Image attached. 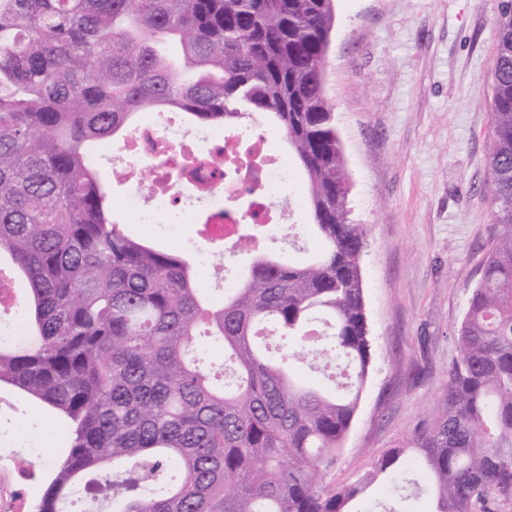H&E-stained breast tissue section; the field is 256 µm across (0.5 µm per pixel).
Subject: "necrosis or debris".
Wrapping results in <instances>:
<instances>
[{
    "instance_id": "1",
    "label": "necrosis or debris",
    "mask_w": 512,
    "mask_h": 512,
    "mask_svg": "<svg viewBox=\"0 0 512 512\" xmlns=\"http://www.w3.org/2000/svg\"><path fill=\"white\" fill-rule=\"evenodd\" d=\"M270 140L267 134L258 137V157L226 177L219 162L224 154L241 149L244 135L219 126H191L164 112L143 113L127 136V152L132 163L148 171L153 188L146 194L140 185L131 184L121 204L125 223L151 237L178 242L195 237V208L200 199L190 195L175 176L188 152L195 158L197 177L207 188L209 199L216 202L211 211V235L231 240L238 224L236 202L245 195L253 199L252 222L286 224L298 230L294 211L278 204L291 168L285 155L270 149Z\"/></svg>"
}]
</instances>
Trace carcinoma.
Wrapping results in <instances>:
<instances>
[{
	"mask_svg": "<svg viewBox=\"0 0 512 512\" xmlns=\"http://www.w3.org/2000/svg\"><path fill=\"white\" fill-rule=\"evenodd\" d=\"M335 0H0V256L28 286L0 388L68 438L38 512L79 490L111 512H350L411 453L432 512L512 507V0H500L489 153L493 231L431 423L340 487L326 482L372 363L367 227L324 93ZM265 123L303 185L299 260L258 247L220 298L173 247L114 220L90 147L143 112ZM204 336L222 355L205 360ZM342 360L336 390L315 372ZM310 363L296 380L292 362Z\"/></svg>",
	"mask_w": 512,
	"mask_h": 512,
	"instance_id": "1",
	"label": "carcinoma"
}]
</instances>
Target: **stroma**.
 Returning <instances> with one entry per match:
<instances>
[{
    "instance_id": "35a3bbf8",
    "label": "stroma",
    "mask_w": 512,
    "mask_h": 512,
    "mask_svg": "<svg viewBox=\"0 0 512 512\" xmlns=\"http://www.w3.org/2000/svg\"><path fill=\"white\" fill-rule=\"evenodd\" d=\"M497 0H336L325 93L368 227L362 275L372 370L327 482L346 485L428 425L457 356L455 332L489 249ZM44 410L0 402L8 476Z\"/></svg>"
}]
</instances>
